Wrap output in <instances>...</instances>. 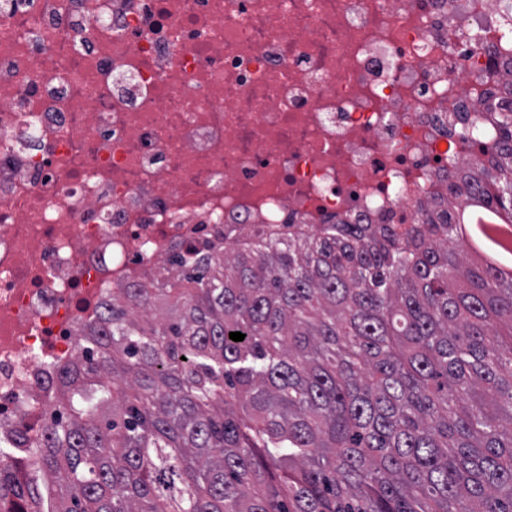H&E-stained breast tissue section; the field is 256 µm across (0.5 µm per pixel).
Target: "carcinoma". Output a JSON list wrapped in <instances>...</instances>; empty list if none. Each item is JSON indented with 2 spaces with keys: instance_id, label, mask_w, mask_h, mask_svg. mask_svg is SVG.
Instances as JSON below:
<instances>
[{
  "instance_id": "cac0c4a2",
  "label": "carcinoma",
  "mask_w": 512,
  "mask_h": 512,
  "mask_svg": "<svg viewBox=\"0 0 512 512\" xmlns=\"http://www.w3.org/2000/svg\"><path fill=\"white\" fill-rule=\"evenodd\" d=\"M501 123L471 200L512 224ZM460 238L258 230L116 289L0 444V512H512V271Z\"/></svg>"
}]
</instances>
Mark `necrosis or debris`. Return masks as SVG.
Masks as SVG:
<instances>
[{
    "mask_svg": "<svg viewBox=\"0 0 512 512\" xmlns=\"http://www.w3.org/2000/svg\"><path fill=\"white\" fill-rule=\"evenodd\" d=\"M509 39L512 0H0V436L175 253L465 203Z\"/></svg>",
    "mask_w": 512,
    "mask_h": 512,
    "instance_id": "4bbe7bcc",
    "label": "necrosis or debris"
}]
</instances>
